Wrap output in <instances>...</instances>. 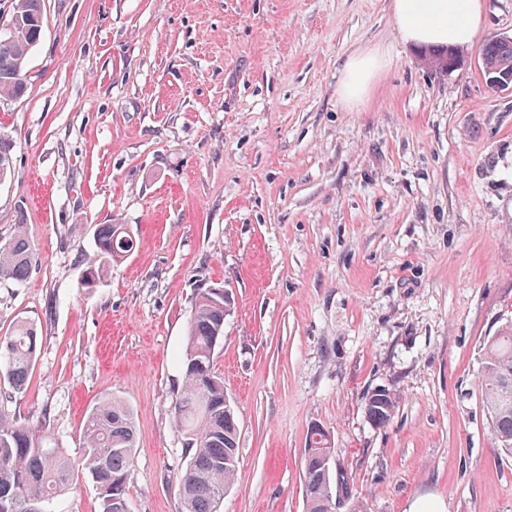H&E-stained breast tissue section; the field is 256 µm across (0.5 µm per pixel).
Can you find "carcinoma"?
<instances>
[{"instance_id": "1", "label": "carcinoma", "mask_w": 512, "mask_h": 512, "mask_svg": "<svg viewBox=\"0 0 512 512\" xmlns=\"http://www.w3.org/2000/svg\"><path fill=\"white\" fill-rule=\"evenodd\" d=\"M42 0H11L13 29L0 38V101L25 90L24 69L42 31ZM480 55L487 67L512 71V40L484 44ZM11 140L0 135V181L11 177ZM95 251L88 257L86 285L93 287L106 268L134 248L124 224H100ZM35 261L23 225L0 244V278L23 282ZM224 338V297L201 288L195 297L181 359L183 387L176 397L173 420L185 437L187 464L178 478L182 512H217L224 490L233 485L238 456V422L224 423V381L213 372V356ZM37 349L33 325L21 321L0 337V377L16 392L25 390ZM479 380L481 398L497 440L512 443V323L484 345ZM396 395L382 389L367 396L365 415L375 425L390 422ZM137 452L133 413L118 398H106L90 412L83 427L82 453L73 457L17 419L0 417V512H47L46 503L66 489L75 473L88 472L98 491L100 512H128L127 483ZM306 512H336L327 488H341L348 512H367L349 494L348 474L338 467L325 471L303 460Z\"/></svg>"}]
</instances>
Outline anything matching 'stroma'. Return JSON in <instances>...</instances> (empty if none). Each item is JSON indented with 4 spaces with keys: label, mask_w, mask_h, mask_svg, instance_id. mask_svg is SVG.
<instances>
[{
    "label": "stroma",
    "mask_w": 512,
    "mask_h": 512,
    "mask_svg": "<svg viewBox=\"0 0 512 512\" xmlns=\"http://www.w3.org/2000/svg\"><path fill=\"white\" fill-rule=\"evenodd\" d=\"M26 92L0 102L13 180L0 241L24 223L36 262L0 280V336L33 323L25 393L0 414L79 456L89 410L134 412L129 512H181L172 407L198 289L232 313L213 370L239 421L218 512H305L313 425L369 512H512V449L478 390L483 345L512 319V89L480 48L512 36L485 0L449 73L400 40L390 0H43ZM357 51L385 67L338 94ZM136 249L83 285L97 225ZM399 403L372 425L369 392ZM51 512H100L79 474Z\"/></svg>",
    "instance_id": "stroma-1"
}]
</instances>
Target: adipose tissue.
I'll return each mask as SVG.
<instances>
[{
	"mask_svg": "<svg viewBox=\"0 0 512 512\" xmlns=\"http://www.w3.org/2000/svg\"><path fill=\"white\" fill-rule=\"evenodd\" d=\"M395 29L412 49L425 50L470 44L481 24L483 0H391ZM380 57L369 53L350 55L341 70L339 91L350 102L367 95L381 68Z\"/></svg>",
	"mask_w": 512,
	"mask_h": 512,
	"instance_id": "adipose-tissue-1",
	"label": "adipose tissue"
}]
</instances>
